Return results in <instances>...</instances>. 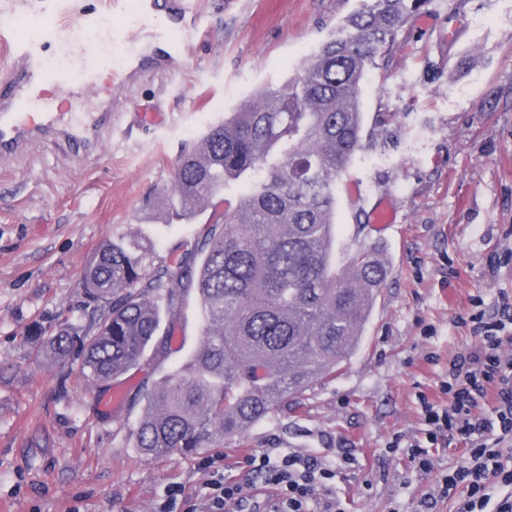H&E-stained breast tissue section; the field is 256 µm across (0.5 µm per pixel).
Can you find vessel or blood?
Here are the masks:
<instances>
[{"mask_svg":"<svg viewBox=\"0 0 512 512\" xmlns=\"http://www.w3.org/2000/svg\"><path fill=\"white\" fill-rule=\"evenodd\" d=\"M192 10V0H138L137 19L166 59L174 61L181 54L174 35L186 27ZM36 32L31 38L0 28V57L6 60L0 66V159L4 161L27 154L38 140L84 149L112 126L111 112L103 109L85 113L77 123L65 113L43 110L38 92L45 83L56 85L67 96L95 86L101 71L111 70V55L76 53L52 10L42 13ZM38 108L43 114L35 123L28 112Z\"/></svg>","mask_w":512,"mask_h":512,"instance_id":"obj_1","label":"vessel or blood"}]
</instances>
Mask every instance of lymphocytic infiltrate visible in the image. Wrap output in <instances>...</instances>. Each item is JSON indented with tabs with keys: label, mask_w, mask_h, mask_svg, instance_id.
I'll return each mask as SVG.
<instances>
[{
	"label": "lymphocytic infiltrate",
	"mask_w": 512,
	"mask_h": 512,
	"mask_svg": "<svg viewBox=\"0 0 512 512\" xmlns=\"http://www.w3.org/2000/svg\"><path fill=\"white\" fill-rule=\"evenodd\" d=\"M475 331L477 342L450 360L439 383L447 401L422 398L426 442L412 444L408 453L433 478L421 507L462 488L459 512H512V312L477 322ZM447 437L464 441L465 462L438 472L431 447ZM244 464L275 489V512H343L330 486L332 470L311 457L274 448L247 456ZM204 465L212 475L201 512H228L241 498L240 485L225 478L217 458Z\"/></svg>",
	"instance_id": "1"
}]
</instances>
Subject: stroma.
<instances>
[{
    "label": "stroma",
    "instance_id": "35a3bbf8",
    "mask_svg": "<svg viewBox=\"0 0 512 512\" xmlns=\"http://www.w3.org/2000/svg\"><path fill=\"white\" fill-rule=\"evenodd\" d=\"M358 6L196 0L174 66L109 13L143 59L88 95L111 97V135L81 161L38 142L0 162V512H156L172 485L198 504L203 458L223 454L248 492L259 479L242 459L268 448L334 468L344 512H416L429 485L408 454L424 437L420 399L438 398L449 360L475 344L473 316L512 307V0H426L361 84L362 147L336 183V256L374 250L387 279L336 376L217 447L147 457L135 446L139 397L200 345L194 289L163 316L171 337L112 380L89 382L78 358L39 352L44 335L88 325L80 281L105 239L142 233L155 261L170 262L204 236L210 207L191 224L143 221L182 145L293 76ZM382 204L395 218L378 230Z\"/></svg>",
    "mask_w": 512,
    "mask_h": 512
}]
</instances>
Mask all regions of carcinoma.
<instances>
[{
	"instance_id": "obj_1",
	"label": "carcinoma",
	"mask_w": 512,
	"mask_h": 512,
	"mask_svg": "<svg viewBox=\"0 0 512 512\" xmlns=\"http://www.w3.org/2000/svg\"><path fill=\"white\" fill-rule=\"evenodd\" d=\"M424 0H361L341 30L287 81L240 104L187 143L168 193V221L190 223L224 205L205 239L171 267L149 242L112 236L80 286L103 313L43 340V353L82 356V373L109 381L138 362L178 287L195 283L203 342L143 392L136 447L148 457L216 444L336 374L358 339L385 277L369 250L336 265V178L363 129L359 85ZM245 190L224 198L230 182Z\"/></svg>"
}]
</instances>
